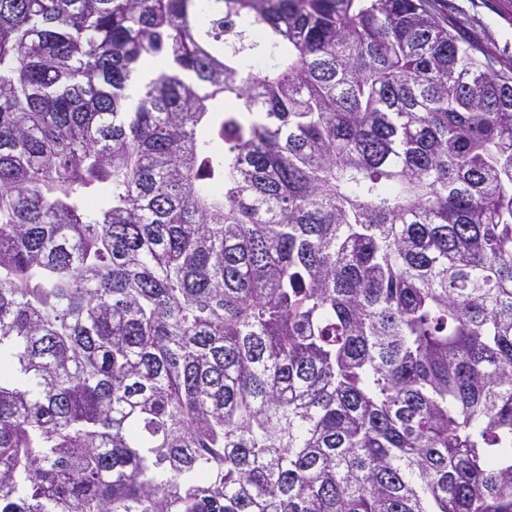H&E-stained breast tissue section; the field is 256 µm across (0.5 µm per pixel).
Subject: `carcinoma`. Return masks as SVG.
Segmentation results:
<instances>
[{
	"label": "carcinoma",
	"instance_id": "obj_1",
	"mask_svg": "<svg viewBox=\"0 0 512 512\" xmlns=\"http://www.w3.org/2000/svg\"><path fill=\"white\" fill-rule=\"evenodd\" d=\"M0 512H512V74L429 0H0Z\"/></svg>",
	"mask_w": 512,
	"mask_h": 512
}]
</instances>
